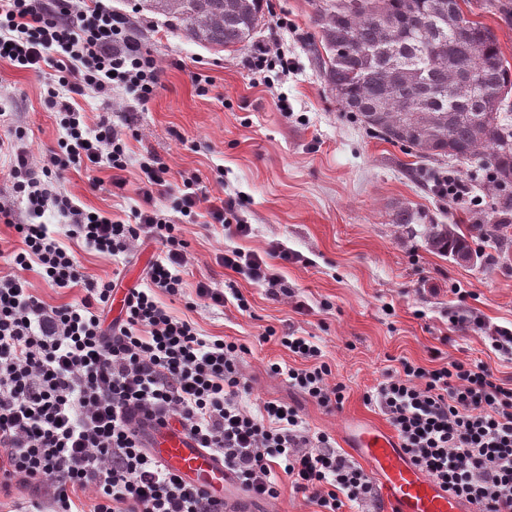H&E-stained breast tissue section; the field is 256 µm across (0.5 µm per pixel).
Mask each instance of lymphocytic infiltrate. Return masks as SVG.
<instances>
[{"label": "lymphocytic infiltrate", "instance_id": "1", "mask_svg": "<svg viewBox=\"0 0 512 512\" xmlns=\"http://www.w3.org/2000/svg\"><path fill=\"white\" fill-rule=\"evenodd\" d=\"M0 59L16 68L54 69L47 93L64 134L40 157L28 154L24 132L0 139V153L14 156L13 190L25 200L27 222L14 224L0 204V221L18 236L0 274V488L35 484L36 494L17 499L8 512H224V500L185 481L146 450L143 430L180 425L199 447L220 456L251 497L275 499L279 480L318 512L375 495L368 474L312 433L297 408L265 401L250 407L251 385L239 363L246 349L201 336L194 322L174 316L157 299L184 294L183 274L193 256L180 225L157 209L154 195L173 193L175 212L191 218L205 211L228 235L246 236L238 203L203 191L199 181L173 186L159 157L141 163L133 223L93 216L55 191L69 168L112 170L124 188L126 134L108 123L89 128L74 105L92 89L110 93L124 84L149 101L160 84L156 59L141 51L127 15L77 0H0ZM65 218L68 237L98 253L117 256L156 244L146 284L129 289L122 317L109 323L113 283L88 278L43 218ZM225 269L254 283H274L269 262L255 252L225 249ZM34 270L52 288L82 287L79 300L53 306L34 294L24 272ZM281 343L298 365L271 364L272 374L327 409L341 408L342 383L320 348L307 337ZM394 427L407 458L443 490L478 512H512V381L483 363L455 361L425 367L401 360L399 369L366 394ZM91 494L84 507L83 494Z\"/></svg>", "mask_w": 512, "mask_h": 512}]
</instances>
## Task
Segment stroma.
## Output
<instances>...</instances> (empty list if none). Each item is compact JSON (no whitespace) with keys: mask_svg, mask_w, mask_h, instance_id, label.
<instances>
[{"mask_svg":"<svg viewBox=\"0 0 512 512\" xmlns=\"http://www.w3.org/2000/svg\"><path fill=\"white\" fill-rule=\"evenodd\" d=\"M130 15L133 35L158 61L162 74L155 96L139 102L123 86L110 96L77 98L88 125L111 122L129 135L127 185L116 192L112 172L71 168L58 187L84 208L132 221L139 165L161 157L173 178L198 177L210 194L243 198L239 216L252 233L225 236L205 221L187 224L183 237L195 261L183 275L186 291L198 282L239 290L250 303L187 308L185 299L161 295L174 314L192 320L203 335L221 336L247 348L241 368L251 384L247 403L278 400L296 407L312 432L327 433L348 459L359 461L345 438L350 422L390 430L365 394L406 359L426 367L455 360L486 364L497 377L512 379V355L492 350L485 325L512 326V258L483 243L485 262L459 264L429 250L427 224H481L499 210L498 196L484 185L482 163L443 160L427 165L404 146L366 130L343 112L324 78L315 51L320 42L314 0H267L265 21L253 45L214 51L188 41L171 22L138 9L139 0H84ZM275 43L288 55V75L263 80L252 57L261 44ZM207 79L198 86L194 75ZM52 69L36 74L0 60V139L24 127V147L39 155L56 146L63 131L45 95ZM452 175L474 185L477 207L440 197L426 173ZM101 182L91 189V179ZM416 215L400 227L397 213ZM282 246L293 262L273 257ZM227 247L270 255L284 295L270 296L224 269ZM86 273L123 287L143 285L156 252L146 246L112 258L72 243ZM312 337L345 384L341 409L327 410L273 375L271 364H291L280 339L288 333Z\"/></svg>","mask_w":512,"mask_h":512,"instance_id":"35a3bbf8","label":"stroma"}]
</instances>
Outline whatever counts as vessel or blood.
Wrapping results in <instances>:
<instances>
[{
	"label": "vessel or blood",
	"instance_id": "obj_1",
	"mask_svg": "<svg viewBox=\"0 0 512 512\" xmlns=\"http://www.w3.org/2000/svg\"><path fill=\"white\" fill-rule=\"evenodd\" d=\"M148 434L149 451L157 461L206 491L223 492L226 512H240L238 503L245 492L219 456L198 447L178 428L154 426ZM357 445L363 449L373 477L383 483L388 512H476L409 464L392 434L368 428L358 434Z\"/></svg>",
	"mask_w": 512,
	"mask_h": 512
}]
</instances>
